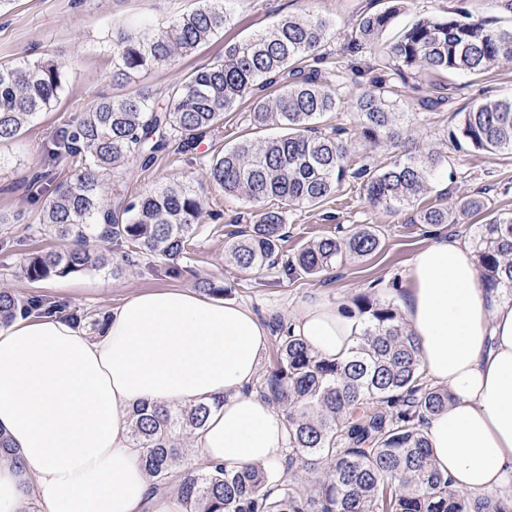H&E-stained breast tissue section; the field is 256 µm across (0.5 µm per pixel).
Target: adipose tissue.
<instances>
[{"label":"adipose tissue","instance_id":"1","mask_svg":"<svg viewBox=\"0 0 512 512\" xmlns=\"http://www.w3.org/2000/svg\"><path fill=\"white\" fill-rule=\"evenodd\" d=\"M400 305L423 372L451 396L424 428L438 469L476 499L512 491V298L482 287L467 242L438 235L413 258ZM293 327L329 359L362 330L320 297ZM266 345L250 310L183 288L128 298L95 337L59 317L0 326V431L22 458H0V512H177L153 500L132 442L142 403H212L202 459L275 464L286 417L250 390Z\"/></svg>","mask_w":512,"mask_h":512}]
</instances>
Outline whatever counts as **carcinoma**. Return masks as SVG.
I'll list each match as a JSON object with an SVG mask.
<instances>
[{
  "label": "carcinoma",
  "instance_id": "carcinoma-1",
  "mask_svg": "<svg viewBox=\"0 0 512 512\" xmlns=\"http://www.w3.org/2000/svg\"><path fill=\"white\" fill-rule=\"evenodd\" d=\"M227 0H204L195 11L152 32L112 31V80L128 83L144 69L188 56L224 32L231 21ZM397 7L364 15L352 29L347 51H373L378 66L402 74L414 69L440 73H486L512 60V27L497 28L460 18H422L381 46ZM330 23L319 16L288 17L269 30L224 45V60L191 72L156 94L137 89L120 99H102L56 132L49 158L75 167L70 181L54 184L49 173L31 184L49 194L43 225L67 245L25 259L24 276L39 282L100 267L105 258L84 248L95 239L113 244L122 260L157 257L172 263L190 252L204 201L181 182L117 207L105 201L108 181L132 160L151 166L173 138L189 147L223 123L224 113L245 104L257 128L276 126L282 134L262 145L238 143L206 163L209 179L224 194L249 203L278 202L229 247L243 269L281 266L291 273L318 275L345 258L376 252L379 230L360 225L343 238L325 237L286 259L280 252L288 206L316 205L333 193L347 173L362 181L368 204L394 209L415 203L442 163L437 153L406 152L391 165L349 171V147L319 131L320 120L338 109L336 89L320 81ZM64 76L53 61L38 59L0 66V141L19 136L23 126L57 102ZM276 88V95L267 94ZM385 80L353 94L358 135L372 146L405 142ZM448 141L457 151L512 153V98L489 100L457 113ZM481 198L418 212L417 223L455 224L458 213L484 209ZM472 250L489 290L512 297V215H495L479 225ZM349 311L362 332L343 359H325L291 326L276 325V364L256 392L284 413L288 443L276 484L255 466L202 463L187 443L204 427L207 404L134 411L131 437L143 449L142 464L154 492L168 488L171 471L181 469L176 496L184 512H512L511 499L473 500L438 471L423 427L448 407V390L429 383L421 369L414 336L393 302L358 296ZM58 316L91 334L107 325L106 313L72 306L44 294L18 296L0 289V325L17 317Z\"/></svg>",
  "mask_w": 512,
  "mask_h": 512
}]
</instances>
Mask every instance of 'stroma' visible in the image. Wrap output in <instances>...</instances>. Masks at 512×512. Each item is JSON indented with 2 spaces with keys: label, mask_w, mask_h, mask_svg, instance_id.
<instances>
[{
  "label": "stroma",
  "mask_w": 512,
  "mask_h": 512,
  "mask_svg": "<svg viewBox=\"0 0 512 512\" xmlns=\"http://www.w3.org/2000/svg\"><path fill=\"white\" fill-rule=\"evenodd\" d=\"M198 6L199 0H10L0 8V63L46 58L60 65L65 75L59 102L27 124L19 137L0 142V288L19 295L45 294L107 312L142 292L172 287L193 290L198 281L211 280L223 289L224 300L250 309L268 328L277 320L290 322L299 304L314 295L342 306L360 295L394 299L393 283L402 280L413 257L428 246L432 231L468 242L483 221L482 215L466 214L459 223L435 228L417 223L418 210L478 196L491 212H512V154L451 149L415 205L391 210L371 207L360 182L348 177L326 201L287 208L283 254L292 255L310 241L368 224L378 229L381 238L380 248L372 255L336 263L316 277L294 278L279 267L241 269L230 260L228 247L253 222L258 207L224 195L209 181L204 161L241 140L261 142L274 131L250 125L238 108L225 113L223 125L203 135L197 147L187 151L171 143L151 167L129 165L109 186L111 201L146 195L176 180L204 198V214L190 253L179 262L178 275L169 274L168 261L152 258L116 272L106 266L30 282L20 269L25 255L61 246L50 230L42 229L45 201L34 198L29 188L32 175L48 168L57 179L67 176V163L50 164L43 152L57 130L100 99L123 97L132 86L164 93L192 70L222 60L225 43L265 31L282 17L313 14L331 23L321 78L335 87L342 105L324 118L322 130L339 129L342 140L350 144L353 165L381 168L396 155V148L373 147L358 137V117L350 102L353 91L380 75L373 54L354 57L346 51L353 26L378 9V0H235L231 25L196 53L141 72L135 85L113 82L110 26L139 31L148 25L157 30ZM461 8L492 26L512 25V12L505 9L504 0H402L389 32L397 34L423 16L447 18ZM383 75L395 88L391 100L418 152L442 148L459 111L481 101L512 97V61L501 62L484 75L446 76L417 70L404 79L391 71ZM437 91L446 96L445 105L434 111L421 109L419 98Z\"/></svg>",
  "instance_id": "obj_1"
}]
</instances>
